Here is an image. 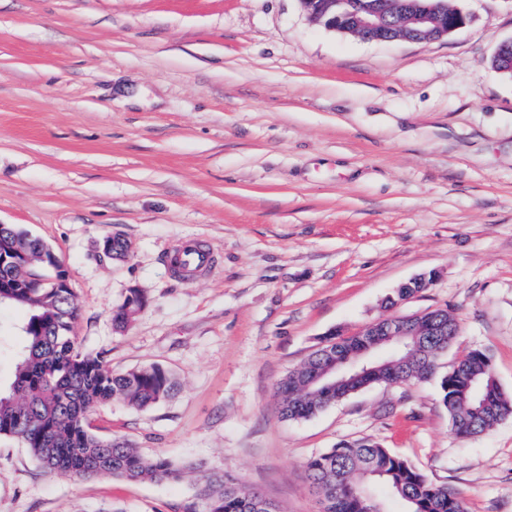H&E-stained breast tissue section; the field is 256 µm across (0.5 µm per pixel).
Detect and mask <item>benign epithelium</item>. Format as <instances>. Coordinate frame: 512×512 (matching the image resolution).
<instances>
[{
  "instance_id": "1",
  "label": "benign epithelium",
  "mask_w": 512,
  "mask_h": 512,
  "mask_svg": "<svg viewBox=\"0 0 512 512\" xmlns=\"http://www.w3.org/2000/svg\"><path fill=\"white\" fill-rule=\"evenodd\" d=\"M308 17L325 28L341 33H353L365 41L386 42L404 40L408 42H430L438 40L466 23L461 12H448L447 0H400L405 19L397 21L388 14L382 3L373 4L367 0H300ZM499 66L512 71V39L501 43L495 53ZM436 310L422 313L429 318L427 335L452 336L454 332L440 324L435 317ZM413 316L392 315L386 320H377L365 325L359 335L363 336L358 354L363 362L348 358L342 362H328L324 370L315 378L326 386L336 382H347L368 371L371 339L376 336H391L396 342L402 337L414 335Z\"/></svg>"
}]
</instances>
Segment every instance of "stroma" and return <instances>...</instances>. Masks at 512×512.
Instances as JSON below:
<instances>
[{"label": "stroma", "instance_id": "obj_1", "mask_svg": "<svg viewBox=\"0 0 512 512\" xmlns=\"http://www.w3.org/2000/svg\"><path fill=\"white\" fill-rule=\"evenodd\" d=\"M464 28L431 42H367L300 0H0V223L62 260L73 334L112 370L159 364L174 394L96 409L92 430L190 466L178 481L78 479L0 438V512H199L223 473L318 512L305 465L369 438L467 512H512V417L453 431L438 379L374 384L301 421L277 384L331 331L444 309L461 332L448 371L489 353L512 394V0H453ZM130 241L127 261L103 240ZM204 246L206 272L171 253ZM147 299L126 329L112 311Z\"/></svg>", "mask_w": 512, "mask_h": 512}]
</instances>
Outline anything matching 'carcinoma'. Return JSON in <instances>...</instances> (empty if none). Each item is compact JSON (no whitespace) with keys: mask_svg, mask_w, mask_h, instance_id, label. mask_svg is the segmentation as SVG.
<instances>
[{"mask_svg":"<svg viewBox=\"0 0 512 512\" xmlns=\"http://www.w3.org/2000/svg\"><path fill=\"white\" fill-rule=\"evenodd\" d=\"M3 232L22 249L8 280L0 288V306L25 313L23 343L9 381L0 384V437L19 441L45 470L91 478L109 474L130 481H172L184 477L182 466L165 457H146L128 441L93 433L90 412L121 399L148 409L174 390L172 375L160 365L115 373L99 354L82 351L73 336L79 308L66 284L59 257L42 242L12 224ZM56 270L55 282L43 283L46 268ZM146 305L145 296L130 290L112 313L116 327L129 326ZM439 337L420 336L416 344L362 375L356 389L372 384H414L436 373ZM325 360L324 347L313 351L278 384L279 413L288 420L310 418L351 392L310 383ZM440 398L452 429L464 437L479 435L512 415V395L495 374L489 354L481 349L461 357L440 380ZM308 479L319 492V512H364L353 488L383 486L402 500L407 512H465L457 495L432 484L401 456L362 438L341 441L311 457ZM201 512H276L260 494L241 488L226 475L200 477Z\"/></svg>","mask_w":512,"mask_h":512,"instance_id":"obj_1","label":"carcinoma"}]
</instances>
